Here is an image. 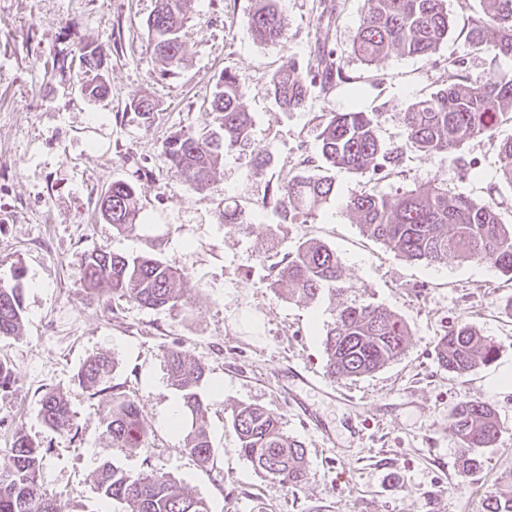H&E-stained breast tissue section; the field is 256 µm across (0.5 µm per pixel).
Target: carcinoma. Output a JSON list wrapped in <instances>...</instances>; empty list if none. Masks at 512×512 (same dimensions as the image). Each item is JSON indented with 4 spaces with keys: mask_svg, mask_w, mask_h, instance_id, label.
I'll list each match as a JSON object with an SVG mask.
<instances>
[{
    "mask_svg": "<svg viewBox=\"0 0 512 512\" xmlns=\"http://www.w3.org/2000/svg\"><path fill=\"white\" fill-rule=\"evenodd\" d=\"M194 0H157L147 22L149 41L161 72L180 67L184 46L182 29L193 10ZM285 0H257L247 20L251 39L260 45L276 44L285 36ZM453 19L446 0H364V16L353 52L367 65L378 67L391 54L430 58L451 28ZM471 47L496 56L512 58V0H478L468 22ZM60 67L77 66L82 95L91 101L112 94L110 59L99 47L78 44L57 59ZM356 82L343 71L336 48L328 38H318L303 64L289 59L269 80L275 107L291 112L304 106L311 89L324 97ZM354 101L344 112L322 115L316 155H307L282 175L270 190L263 208H271L286 223L300 213L311 215L336 198L333 172L346 170L369 184L345 200L361 231L409 261L442 263L450 258L488 263L512 274V224H504L495 199L477 202L442 185H419L390 197L378 183L394 173L405 150L456 154L478 137H493L505 114L512 112V75L492 71L464 76L428 96L413 101L399 113L403 129L400 142L386 143L379 136L385 120V104H355L359 91H349ZM213 114L212 127L202 131L175 132L163 143L169 170L188 193L213 188L216 170L224 154L249 159L256 175L272 163L267 150L259 151L251 138L253 120L246 107V92L235 74L226 70L216 82L212 97L203 102ZM130 110L145 121L154 106L146 98H133ZM504 164L499 181L512 188V137L498 144ZM101 218L121 233H133L143 224L140 199L131 181L117 180L106 189L99 207ZM220 217L228 231L251 234L254 218L237 206L226 205ZM83 288L97 297L125 300L151 310H174L189 304L181 288L182 275L167 262L151 255H127L106 249L84 254ZM13 283H0V336H16L23 326V272L12 273ZM275 292L313 299L334 296L345 290L342 267L336 252L326 243L307 240L286 253L272 283ZM407 326L386 309L371 304H352L336 311L325 334L327 372L339 379L372 373L390 363L405 347ZM493 341L466 322H459L437 344L440 366L450 372L467 373L494 360ZM114 362L102 355L87 360L78 372L79 384L98 393L109 385ZM166 370L179 393L185 413L184 449L200 463L213 457L208 435L206 408L199 389L206 377L205 365L188 358L179 348L166 353ZM111 408L100 422L120 448L147 446L148 428L136 400L113 393ZM43 422L57 432H69L73 414L67 399L48 392L40 401ZM450 428L461 451L457 459L460 476L482 467L480 449L492 446L500 432L495 409L477 398L453 408ZM239 452L265 477L291 488L306 476L303 445L282 429L280 417L251 405L239 406L233 415ZM44 455L40 444L21 431L14 434L9 464L0 467V512H61L57 501L42 492L39 477ZM96 490L97 512H110L112 502H123L128 512H210L206 500L185 491L165 473L145 471L137 475L106 463L100 470ZM483 512H512V472L500 477L494 491L483 501Z\"/></svg>",
    "mask_w": 512,
    "mask_h": 512,
    "instance_id": "carcinoma-1",
    "label": "carcinoma"
}]
</instances>
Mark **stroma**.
<instances>
[{
	"label": "stroma",
	"instance_id": "obj_1",
	"mask_svg": "<svg viewBox=\"0 0 512 512\" xmlns=\"http://www.w3.org/2000/svg\"><path fill=\"white\" fill-rule=\"evenodd\" d=\"M328 24L320 0H286L285 39L259 45L247 31L255 0H197L184 30L185 60L160 76L146 21L156 0H0V279L25 273L24 327L0 336V361L16 379L0 395V465L16 430L42 444L40 483L63 512H96V477L104 463L136 474L173 475L211 512H482L485 494L512 471V388L490 380L512 368V277L486 264L451 259L426 265L395 256L364 236L342 205L359 191L357 177L336 175L338 198L311 215L278 223L262 210L267 180L314 154L323 113L345 111L340 94L312 93L302 110L278 111L268 79L284 60L306 59L316 38L329 36L344 71L359 78L368 98L386 104L385 141L399 140L398 112L414 99L465 75L512 74V60L472 50L467 18L475 0H447L455 25L433 59L392 54L372 69L350 53L363 0H333ZM112 57V96L91 102L79 94L75 71L56 63L77 41ZM235 73L254 117L253 139L273 156L264 176L229 154L214 188L190 194L169 171L163 140L177 130L212 121L202 108L217 75ZM155 106L146 123L129 109L133 97ZM480 174L470 177L444 154L407 153L401 171L381 182L386 194L416 184L444 183L477 201L488 199L503 160L494 141L477 138L464 150ZM135 181L144 229L117 233L99 214V198L115 180ZM257 214L254 233L226 232L220 202ZM188 241L183 251L173 240ZM330 245L348 289L329 299L295 300L275 294L272 266L302 241ZM154 254L178 268L191 297L188 308L153 311L126 301L112 304L81 290L86 252ZM382 306L409 329L403 354L353 379L331 377L323 340L339 306ZM497 345L491 363L465 374L441 368L436 345L460 321ZM181 347L207 367L200 395L207 406L214 456L200 464L166 424L177 391L166 351ZM115 360L111 383L134 398L149 430L148 447H113L100 424L108 394H92L77 373L90 357ZM300 370L320 390L302 388ZM221 392H214V383ZM49 391L63 393L75 435L50 430L39 416ZM480 398L496 410L500 433L483 449V465L467 479L457 471L459 442L451 410ZM253 405L277 414L284 431L306 451V479L292 490L256 473L239 451L232 411ZM328 423L335 439L319 428Z\"/></svg>",
	"mask_w": 512,
	"mask_h": 512
}]
</instances>
